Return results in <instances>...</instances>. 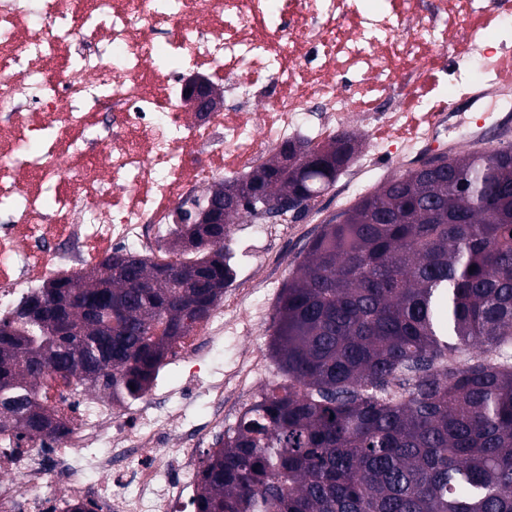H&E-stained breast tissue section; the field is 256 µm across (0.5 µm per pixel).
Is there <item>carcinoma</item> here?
I'll return each mask as SVG.
<instances>
[{"label": "carcinoma", "mask_w": 512, "mask_h": 512, "mask_svg": "<svg viewBox=\"0 0 512 512\" xmlns=\"http://www.w3.org/2000/svg\"><path fill=\"white\" fill-rule=\"evenodd\" d=\"M288 149V169L267 175L272 160L250 179L308 202L358 144L344 131ZM441 159L309 243L273 320L282 378L206 452L195 512H512V145ZM260 207L246 187L218 242L53 277L0 319V432L64 433L42 424L50 377L141 399L199 321L191 305L210 312L234 280L230 222Z\"/></svg>", "instance_id": "cac0c4a2"}]
</instances>
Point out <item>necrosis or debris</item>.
<instances>
[{"label":"necrosis or debris","instance_id":"4bbe7bcc","mask_svg":"<svg viewBox=\"0 0 512 512\" xmlns=\"http://www.w3.org/2000/svg\"><path fill=\"white\" fill-rule=\"evenodd\" d=\"M473 0H0V310L49 275L73 279L117 246L170 261L165 240L179 206L204 200L203 173L234 176L306 135L319 140L379 97L426 112L418 75L449 43L487 72L490 30L466 27ZM210 70L233 108L195 123L183 69ZM276 92L257 98L240 73ZM470 125L439 117L402 148L466 143ZM248 280L188 335L178 357L236 326ZM43 400L67 433L24 442L0 458V512H179L197 476L198 441L166 447L165 392L153 389L106 435L112 406L49 382ZM100 474L98 482L85 478Z\"/></svg>","mask_w":512,"mask_h":512}]
</instances>
